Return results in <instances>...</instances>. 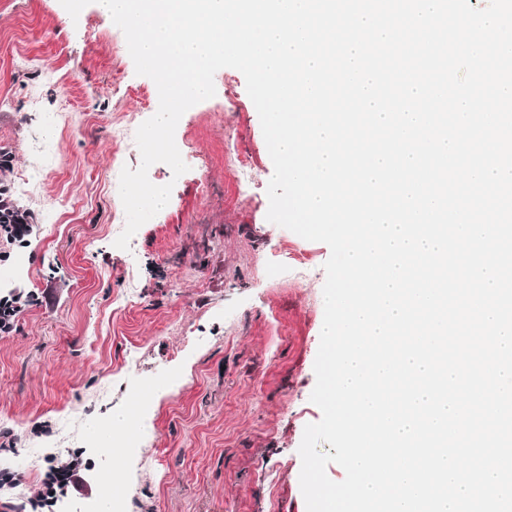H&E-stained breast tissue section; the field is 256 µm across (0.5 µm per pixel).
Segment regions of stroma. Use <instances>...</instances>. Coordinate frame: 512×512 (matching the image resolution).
Returning a JSON list of instances; mask_svg holds the SVG:
<instances>
[{"mask_svg":"<svg viewBox=\"0 0 512 512\" xmlns=\"http://www.w3.org/2000/svg\"><path fill=\"white\" fill-rule=\"evenodd\" d=\"M214 84L176 127L187 172L149 169L173 186L166 209L118 249L120 173L141 162L121 131L152 117L156 85L94 2L74 19L59 0H0V187L30 217L24 242L0 236V285L22 305L0 334V512L44 491L38 450L84 474L52 512L102 503L115 472L128 512H306L330 249L267 220L273 163L245 78ZM141 389L112 458V418Z\"/></svg>","mask_w":512,"mask_h":512,"instance_id":"stroma-1","label":"stroma"}]
</instances>
